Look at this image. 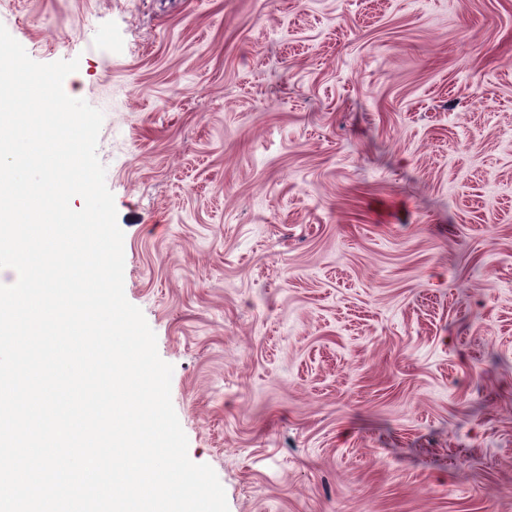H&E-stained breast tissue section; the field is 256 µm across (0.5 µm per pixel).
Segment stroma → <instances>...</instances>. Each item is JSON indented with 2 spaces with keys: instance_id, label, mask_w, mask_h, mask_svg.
Masks as SVG:
<instances>
[{
  "instance_id": "obj_1",
  "label": "stroma",
  "mask_w": 512,
  "mask_h": 512,
  "mask_svg": "<svg viewBox=\"0 0 512 512\" xmlns=\"http://www.w3.org/2000/svg\"><path fill=\"white\" fill-rule=\"evenodd\" d=\"M78 59L124 292L229 512H512V0H0Z\"/></svg>"
}]
</instances>
